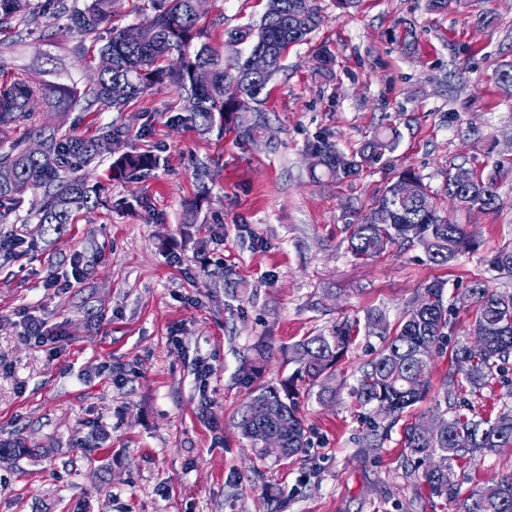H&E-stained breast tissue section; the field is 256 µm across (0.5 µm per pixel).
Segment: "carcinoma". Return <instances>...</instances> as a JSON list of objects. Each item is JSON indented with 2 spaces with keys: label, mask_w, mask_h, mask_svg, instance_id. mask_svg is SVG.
<instances>
[{
  "label": "carcinoma",
  "mask_w": 512,
  "mask_h": 512,
  "mask_svg": "<svg viewBox=\"0 0 512 512\" xmlns=\"http://www.w3.org/2000/svg\"><path fill=\"white\" fill-rule=\"evenodd\" d=\"M154 16L138 26L139 38L131 43L126 30H112L110 39L99 48L97 75L90 87L92 102L116 112L143 95L151 86L166 83L181 96L183 110L196 128L208 132L215 121L230 125L239 138L273 150L263 138L268 123L262 108V95L273 76L281 69L288 47L299 43L323 22L316 0H268L258 26H241L227 33L225 47L232 54L221 56L207 44L194 45L199 38V16L194 0H152ZM114 0H89L77 9L67 0H0V22L21 18L28 25L53 12L66 17L71 29L92 36L112 21ZM249 46L248 55L236 46ZM271 56V68L262 75L251 72L249 56ZM495 77L500 88L512 97V62L497 63ZM78 89L67 83H40L17 78L0 87V133L33 123L34 104L42 102L56 112H68L77 99ZM34 139L42 151L32 155L17 145L0 155V171L12 177L0 179V223L14 206L35 190L48 193L37 212L38 223L58 233L71 223L75 210H93L105 205L100 189L75 171L90 166L103 146L112 140L108 130L94 138L62 134L55 128L33 127ZM399 133H377L357 151L347 155L325 136L306 144V150L321 157V164L309 170L312 181L324 177L344 180L356 176L365 164L380 160L393 150ZM159 157L150 153H125L112 163V178H138L155 168ZM499 171L472 177L467 187H459L449 176L443 192L458 191L465 208L481 212L496 208ZM410 183L414 194L398 199L401 183ZM380 207L395 212L391 224H374L372 216ZM349 251L357 259H371L396 244L422 249L435 264H449L459 256L475 253L479 243L468 237L461 224L439 214L421 176L412 170L401 172L384 190L367 215L350 225ZM492 270L512 271V245H506L485 258ZM459 301L475 307L474 325L485 336L477 345L460 344L454 350L455 370L448 374L435 409H450L464 392L475 393L493 379L501 364L512 356V294L494 292L480 282L466 289ZM453 301L446 297L444 284L431 282L420 288L394 328L374 313L367 324L380 330L382 345L367 363L358 385L350 391L361 406L371 407L373 436L388 430L409 408L423 401L430 381L413 383L411 375L428 374L432 354L448 340V309ZM354 325L333 327L329 335L309 336L291 349V360L309 381L329 377L353 340ZM241 435L259 457L265 456L264 435L282 442L283 459L305 448V426L298 415L296 393L283 386L264 387L251 392L238 421ZM406 454L423 468L422 478L429 496L457 503V512H512V474L468 493L454 480L453 463L476 460L512 448V410L495 418L453 414L448 427L435 438L419 435L415 426L403 429Z\"/></svg>",
  "instance_id": "1"
}]
</instances>
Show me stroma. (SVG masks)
Here are the masks:
<instances>
[{"label":"stroma","mask_w":512,"mask_h":512,"mask_svg":"<svg viewBox=\"0 0 512 512\" xmlns=\"http://www.w3.org/2000/svg\"><path fill=\"white\" fill-rule=\"evenodd\" d=\"M321 26L292 46L264 103L278 146L243 143L232 127L200 134L168 84L122 112L37 106V123L93 137L121 129L89 166L108 205L79 211L61 233L25 196L0 224L21 235V258L0 251V445L26 453L0 460V512H454L405 469L402 424L369 447V412L350 390L381 344L366 317L395 324L420 285L461 293L474 281L512 294V272L484 258L512 243V98L497 62L512 60V0H466L428 11L426 0H318ZM266 0H204L203 42L224 53V33L258 23ZM488 25L476 26L479 16ZM99 39L66 18L0 30V84L18 76L86 88ZM327 49L333 71L314 55ZM396 128L395 150L353 179L311 182L304 148L324 134L352 152ZM124 152H150L158 168L138 181L112 177ZM498 207L449 204L439 191L464 167L495 164ZM419 173L436 205L479 242L447 266L415 247L361 260L347 250L350 224L369 213L399 173ZM83 270L72 288L45 283ZM249 288L226 297L224 274ZM61 334L56 356L22 337L24 316ZM348 321L354 344L327 385L297 378L288 350ZM208 367L201 406L197 363ZM293 382L309 445L277 461L255 455L237 422L249 393ZM512 409V360L457 412L496 417ZM462 491L512 473V449L456 466Z\"/></svg>","instance_id":"1"}]
</instances>
